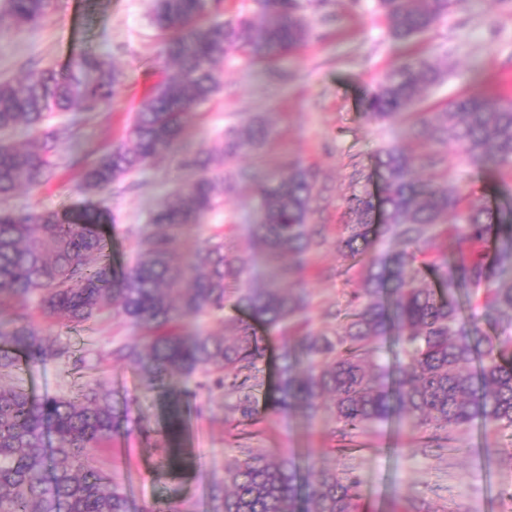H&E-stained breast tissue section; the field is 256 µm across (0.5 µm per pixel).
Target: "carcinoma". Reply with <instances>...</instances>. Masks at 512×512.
<instances>
[{
  "label": "carcinoma",
  "mask_w": 512,
  "mask_h": 512,
  "mask_svg": "<svg viewBox=\"0 0 512 512\" xmlns=\"http://www.w3.org/2000/svg\"><path fill=\"white\" fill-rule=\"evenodd\" d=\"M49 0H5L0 24L41 21ZM222 0H154L152 23L167 35L164 56L173 63L145 98L129 129L132 146H118L85 168L84 190L96 195L125 180L171 149L184 118L220 87L218 58L238 53L272 62L308 40L312 28L299 0H252L255 22L243 16L216 19ZM397 41H408L448 18L458 0H377ZM444 72L429 57L402 61L366 98V115L396 121ZM119 92L110 64L84 52L67 73L31 70L21 82L0 81V132L24 124L33 131L26 147L0 140V197L46 181L55 167L62 126L42 131L46 117L72 109L110 108ZM423 146H455L473 164L512 169V103L478 91L430 112L412 127ZM269 130L251 119L224 132L186 165L200 177L171 192L151 224L136 232L138 260L112 268V249L101 231L103 216L79 212L0 209V512H131L124 490L99 465L97 453L116 437L141 429L133 400L117 399L95 383L76 396L36 398L5 382L20 364L69 357L57 337L25 312L34 302L47 317L92 329L106 315L144 331L135 342L109 352L114 363L136 366L148 382L199 371L197 388L234 398L232 413L252 424L267 414L324 415L331 435L357 436L406 420L417 429L457 435L480 424L486 432L512 430V336H489L466 315L484 291V320L512 328V208L476 205L459 188L415 175L438 172L443 159L399 146L377 158L381 193L353 189L352 223L337 247L359 267L364 287L347 307L329 313L337 326L305 331L283 346L275 383L258 404L263 386L257 364L265 357L255 324L281 331L308 321L309 295L280 282L301 274L308 256L327 243L316 223L323 189L315 172L296 165L286 177L262 178L238 171L233 179L256 183L260 215L252 236L270 274L262 287L248 278L246 262L216 232L185 246V232L213 212L224 195L215 166L256 152ZM390 235L397 246L365 260L372 238ZM233 314H225L226 310ZM222 314L228 339L211 330L190 333L179 324ZM395 340L399 357L386 364L381 344ZM193 391L170 393L171 432L179 430L180 405ZM241 457L209 487L208 512H362L359 480L350 472L321 469L309 476L291 459Z\"/></svg>",
  "instance_id": "obj_1"
}]
</instances>
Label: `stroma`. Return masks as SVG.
<instances>
[{"instance_id":"stroma-1","label":"stroma","mask_w":512,"mask_h":512,"mask_svg":"<svg viewBox=\"0 0 512 512\" xmlns=\"http://www.w3.org/2000/svg\"><path fill=\"white\" fill-rule=\"evenodd\" d=\"M312 37L273 64L250 63L227 55L217 70L223 82L214 96L186 117L183 133L165 154L119 188L96 196L108 210L104 223L116 267L137 258L135 231L177 186L197 178L183 160L212 145L225 127L252 116L263 118L272 134L259 153L227 161L225 170L248 169L258 176L287 173L299 162L317 168L330 197L320 222L327 244L311 257L298 282L311 294L310 326L326 329V309L344 308L347 295L361 288L359 276L346 274V258L335 246L347 222L346 198L353 176L362 173L368 188L378 154L392 145L416 149L407 121L374 122L363 102L383 77L407 56L434 60L444 79L417 104L420 112H438L472 91L512 102V0H460L448 19L417 39L394 41L375 0H301ZM153 0H50L43 19L20 29L0 25V81L22 78L30 69L65 72L76 54L92 50L112 61L120 73L119 95L111 108L57 113L46 129L72 125L75 135L60 142L57 167L41 186L22 189L6 201L17 213L65 212L82 207L87 196L81 173L114 147L128 144L127 131L144 98L164 79V34L151 23ZM448 183L470 199L491 204L512 187V174L469 164L457 148L447 151ZM257 219L251 183H238L224 195L220 209L206 217L194 238L226 228L228 243L247 262L250 280L262 284L269 265L252 237ZM33 320L70 345L81 366L51 360L17 369L14 383L34 395L67 397L97 380L119 396L134 400V414L146 433L119 437L98 458L129 496L133 512L147 504L173 512H206L209 484L222 478L236 458L232 435L254 452L294 459L304 472L321 468L349 471L363 490L365 512H512V433H485L474 426L457 447L439 448L427 431L392 422L340 445L324 418L268 415L254 426H232L222 392L200 393L183 410L184 428L171 435L165 408L170 387H194L195 377L175 376L147 387L136 368L112 363L114 342L138 340L141 331L112 317L94 329L61 324L38 307Z\"/></svg>"}]
</instances>
